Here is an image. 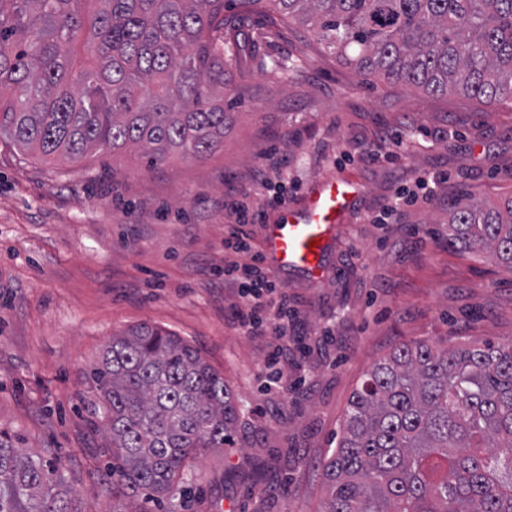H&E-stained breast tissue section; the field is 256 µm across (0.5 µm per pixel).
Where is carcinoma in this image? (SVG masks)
Returning a JSON list of instances; mask_svg holds the SVG:
<instances>
[{
    "label": "carcinoma",
    "instance_id": "obj_1",
    "mask_svg": "<svg viewBox=\"0 0 512 512\" xmlns=\"http://www.w3.org/2000/svg\"><path fill=\"white\" fill-rule=\"evenodd\" d=\"M0 0V136L43 159L138 147L153 167L224 146L240 57L224 11L294 19L357 71L427 95L512 99V0ZM85 44L95 64L73 67ZM9 91V96L1 91ZM448 247L512 270V195L449 213ZM122 495L174 499L188 461L233 444L224 377L176 334L112 337L93 371ZM324 512H512V344H401L350 401ZM64 467L0 431V512H69Z\"/></svg>",
    "mask_w": 512,
    "mask_h": 512
}]
</instances>
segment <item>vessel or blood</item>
I'll return each mask as SVG.
<instances>
[{"instance_id":"1","label":"vessel or blood","mask_w":512,"mask_h":512,"mask_svg":"<svg viewBox=\"0 0 512 512\" xmlns=\"http://www.w3.org/2000/svg\"><path fill=\"white\" fill-rule=\"evenodd\" d=\"M356 197L355 186L342 177L313 183L302 207L282 208L277 223L269 226L266 261L320 278L328 244Z\"/></svg>"}]
</instances>
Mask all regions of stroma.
<instances>
[{
    "mask_svg": "<svg viewBox=\"0 0 512 512\" xmlns=\"http://www.w3.org/2000/svg\"><path fill=\"white\" fill-rule=\"evenodd\" d=\"M228 16L244 50L234 124L204 159L150 167L140 151L49 163L0 137V430L54 449L70 512H112V465L92 369L114 335L148 324L224 378L233 445L190 462L178 512H323L322 474L353 393L398 344L512 342V271L448 246V210L512 195V102L425 95L356 73L297 23ZM287 172L290 204L331 177L360 193L320 281L274 270L296 317L245 336L225 287L230 199L257 207V166ZM409 193L395 223L383 204ZM288 351L281 391L265 359Z\"/></svg>",
    "mask_w": 512,
    "mask_h": 512,
    "instance_id": "stroma-1",
    "label": "stroma"
}]
</instances>
